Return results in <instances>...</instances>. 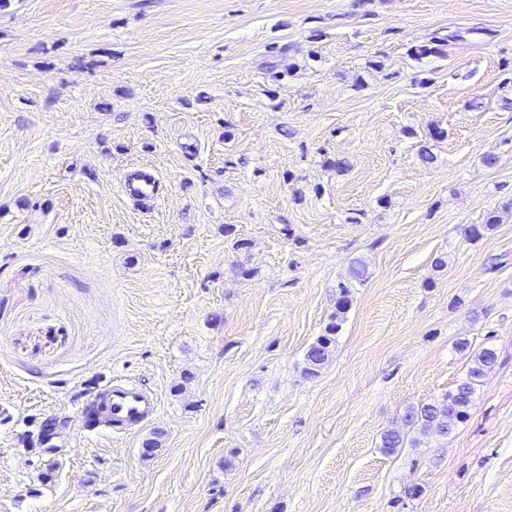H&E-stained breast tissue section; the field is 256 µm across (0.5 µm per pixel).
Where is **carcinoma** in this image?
<instances>
[{"mask_svg": "<svg viewBox=\"0 0 512 512\" xmlns=\"http://www.w3.org/2000/svg\"><path fill=\"white\" fill-rule=\"evenodd\" d=\"M497 223L499 216L492 210L487 213L484 223L473 224L468 228L467 237L477 240ZM337 288L336 320L329 323L325 334L318 337L306 352L305 373L310 378L318 376L327 363L331 346L336 341V332L340 327L342 315L349 307L351 282H340ZM497 361V351L490 346H484L475 352L470 356L466 376L453 390L440 399L408 407L402 417V426L390 428L383 433L382 450L391 453L403 447L407 440V432L410 430L433 431L445 437L453 433L458 424L468 417L477 386Z\"/></svg>", "mask_w": 512, "mask_h": 512, "instance_id": "1", "label": "carcinoma"}]
</instances>
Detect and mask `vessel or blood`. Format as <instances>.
Segmentation results:
<instances>
[{
  "instance_id": "vessel-or-blood-1",
  "label": "vessel or blood",
  "mask_w": 512,
  "mask_h": 512,
  "mask_svg": "<svg viewBox=\"0 0 512 512\" xmlns=\"http://www.w3.org/2000/svg\"><path fill=\"white\" fill-rule=\"evenodd\" d=\"M159 187L155 173L134 168L121 181L120 193L129 201L146 205L154 201ZM158 410L157 396L117 377L98 389L84 407L83 415L92 426L122 433L149 421Z\"/></svg>"
}]
</instances>
